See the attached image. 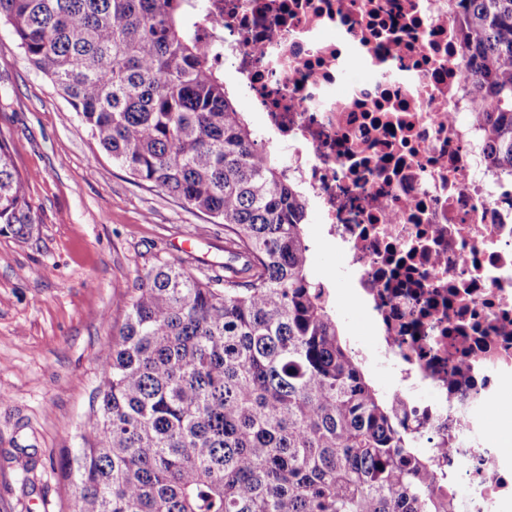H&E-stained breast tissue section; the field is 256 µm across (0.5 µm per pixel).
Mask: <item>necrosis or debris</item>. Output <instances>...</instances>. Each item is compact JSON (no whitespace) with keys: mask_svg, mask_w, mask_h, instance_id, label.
Segmentation results:
<instances>
[{"mask_svg":"<svg viewBox=\"0 0 512 512\" xmlns=\"http://www.w3.org/2000/svg\"><path fill=\"white\" fill-rule=\"evenodd\" d=\"M456 0H210L207 31L356 275L393 408L454 512H512V182L484 164ZM365 75L351 82L350 68Z\"/></svg>","mask_w":512,"mask_h":512,"instance_id":"obj_1","label":"necrosis or debris"}]
</instances>
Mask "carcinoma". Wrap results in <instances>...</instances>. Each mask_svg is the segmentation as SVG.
I'll use <instances>...</instances> for the list:
<instances>
[{
  "instance_id": "cac0c4a2",
  "label": "carcinoma",
  "mask_w": 512,
  "mask_h": 512,
  "mask_svg": "<svg viewBox=\"0 0 512 512\" xmlns=\"http://www.w3.org/2000/svg\"><path fill=\"white\" fill-rule=\"evenodd\" d=\"M207 0H0L27 60L141 185L224 225V276L137 274L67 512H452L307 272L308 201L257 146L196 23ZM486 164L512 180V0H458ZM0 138V231L39 223Z\"/></svg>"
}]
</instances>
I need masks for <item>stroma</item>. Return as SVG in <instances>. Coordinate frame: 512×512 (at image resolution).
Wrapping results in <instances>:
<instances>
[{"instance_id":"stroma-1","label":"stroma","mask_w":512,"mask_h":512,"mask_svg":"<svg viewBox=\"0 0 512 512\" xmlns=\"http://www.w3.org/2000/svg\"><path fill=\"white\" fill-rule=\"evenodd\" d=\"M0 137L40 216L28 240L0 234V512H67L51 460L80 445L137 273L163 258L222 274L224 227L102 152L1 22ZM304 231L308 275L328 286L343 335L370 343L355 277L316 209Z\"/></svg>"}]
</instances>
